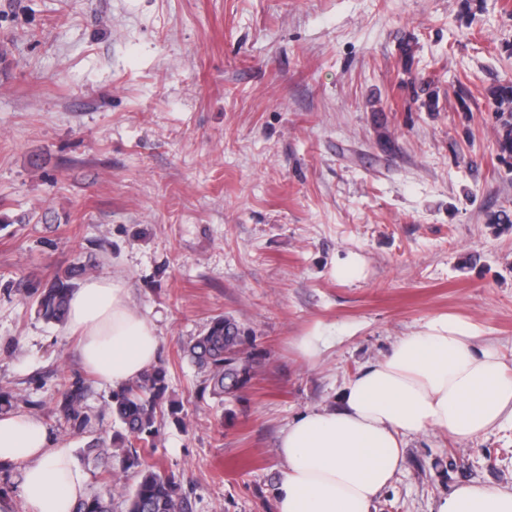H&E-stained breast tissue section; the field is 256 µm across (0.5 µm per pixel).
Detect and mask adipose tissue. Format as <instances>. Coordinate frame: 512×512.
<instances>
[{
    "label": "adipose tissue",
    "instance_id": "obj_1",
    "mask_svg": "<svg viewBox=\"0 0 512 512\" xmlns=\"http://www.w3.org/2000/svg\"><path fill=\"white\" fill-rule=\"evenodd\" d=\"M67 328L84 365L113 388L158 361L155 328L119 281L87 278L72 293ZM477 341L470 322L432 318L348 379L337 405L294 417L277 442V512H370L403 464L407 437L431 430L465 442L512 424V366ZM0 464L19 467L30 512H72L86 493L72 448L51 442L33 415L0 417ZM438 512H512V489L461 484Z\"/></svg>",
    "mask_w": 512,
    "mask_h": 512
}]
</instances>
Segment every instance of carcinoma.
I'll return each mask as SVG.
<instances>
[{
  "label": "carcinoma",
  "mask_w": 512,
  "mask_h": 512,
  "mask_svg": "<svg viewBox=\"0 0 512 512\" xmlns=\"http://www.w3.org/2000/svg\"><path fill=\"white\" fill-rule=\"evenodd\" d=\"M85 274L86 267L75 264L30 292L37 314L47 321L64 323L75 280ZM184 354L204 373L201 393L221 402L226 397L240 398L253 379L257 357L254 344L224 316L212 318L189 341ZM61 386L57 410L74 431L82 433L91 424L90 415L82 407L85 387L81 381L67 378L62 379ZM167 390V370L159 365L112 392L108 403L112 417L120 424L112 447L118 451L116 457L123 470L133 471L136 478L135 487L123 497V512H189L188 500L176 476L148 463L134 450L138 445L155 453L160 434L158 411L162 410ZM74 512H114L112 474L103 476L100 489L81 499Z\"/></svg>",
  "instance_id": "carcinoma-1"
}]
</instances>
